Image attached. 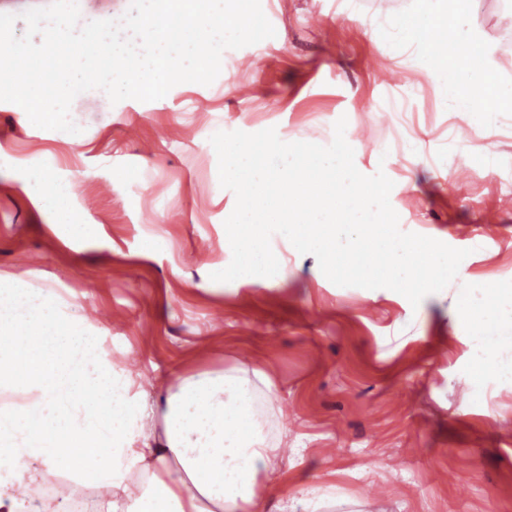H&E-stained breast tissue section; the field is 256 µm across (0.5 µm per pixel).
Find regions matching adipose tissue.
Instances as JSON below:
<instances>
[{
  "label": "adipose tissue",
  "mask_w": 512,
  "mask_h": 512,
  "mask_svg": "<svg viewBox=\"0 0 512 512\" xmlns=\"http://www.w3.org/2000/svg\"><path fill=\"white\" fill-rule=\"evenodd\" d=\"M121 370L99 401L111 406L121 445L106 455L101 512H263L270 487L261 476L273 467L283 429L270 402L273 381L262 366L199 372L182 379L166 397L134 390ZM162 416L163 429L150 423ZM23 410H0V427L25 426L34 444L0 447V506L16 503L21 483L38 484L43 462L60 448L43 443L47 424Z\"/></svg>",
  "instance_id": "1"
}]
</instances>
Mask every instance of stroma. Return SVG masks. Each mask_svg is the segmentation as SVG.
Here are the masks:
<instances>
[{
	"label": "stroma",
	"mask_w": 512,
	"mask_h": 512,
	"mask_svg": "<svg viewBox=\"0 0 512 512\" xmlns=\"http://www.w3.org/2000/svg\"><path fill=\"white\" fill-rule=\"evenodd\" d=\"M261 6L275 36L225 50L211 85L116 104L85 91L76 134L0 101V283L53 299L146 389L260 363L287 433L266 512L301 488L325 512H512V101L475 62L512 0H444L421 31L434 72L397 49L391 0L374 4L375 39L349 0ZM451 81L501 122L445 111ZM342 117L357 169L393 181L400 230L467 250L456 279L415 307L333 284L282 238L277 275L212 281L235 196L211 136L326 146ZM487 148L495 171L467 163Z\"/></svg>",
	"instance_id": "1"
}]
</instances>
